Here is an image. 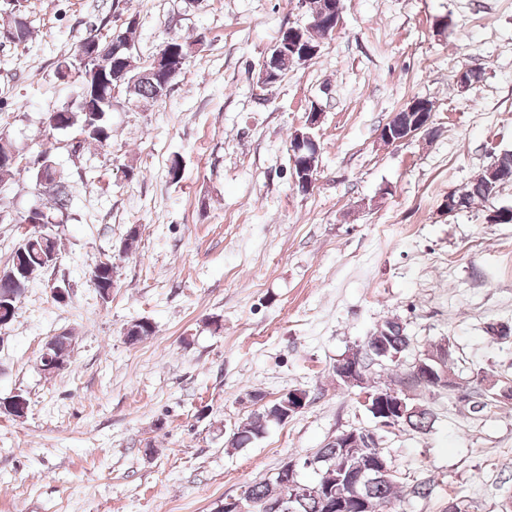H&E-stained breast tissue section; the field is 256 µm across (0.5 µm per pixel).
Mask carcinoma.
Listing matches in <instances>:
<instances>
[{"instance_id":"carcinoma-1","label":"carcinoma","mask_w":512,"mask_h":512,"mask_svg":"<svg viewBox=\"0 0 512 512\" xmlns=\"http://www.w3.org/2000/svg\"><path fill=\"white\" fill-rule=\"evenodd\" d=\"M310 4L311 17L306 25H296L280 31L276 46L286 47L291 43L298 47L293 56L283 52L281 55L271 53L268 59V69L263 81V86L272 85L280 81L297 64L307 62L315 58L320 46L318 38L327 31L326 21L328 16L341 9L340 0H308ZM30 34L29 22L25 17L18 14L8 22L0 25V39L10 43L21 44L27 41ZM123 45L118 53L112 54V75H122V86L130 90L131 99L135 102L153 101L157 102L167 94L161 82L156 78L141 80L138 75L141 68L130 66V62L137 61L132 52L125 49L130 44L127 37L117 39ZM55 74L60 80L75 79L78 84V93L92 94L90 82L82 76V60L77 55L62 57L57 60ZM112 111V97H104L98 110L94 112H82L78 109H71L67 106L54 111V118L57 122L56 129L64 130L73 126L81 128L85 140L90 143L104 144L112 137V129L108 124L107 114ZM19 156L12 142L0 137V183L7 181L18 164ZM31 177L35 186L42 194L53 201V209L63 214L69 206V193L67 191V174L64 169L57 165L47 168L39 165L32 169ZM458 196L463 200V207L488 201L489 192L485 186V172H480L466 189ZM28 222L33 225L30 236L24 242L18 243L13 253L11 269L17 276V291L14 297L9 300L0 301V326L8 324L14 318L16 306L24 295L29 284L36 278L42 276L49 268L51 260L59 255V244L57 234L47 231L50 224H61L63 219H58L44 210L40 209L33 214H28L18 220L23 224ZM379 343L387 344L391 350L408 351L411 338L407 335L406 327L396 319H388L380 329L376 330L367 341L361 345L363 350L362 369L367 376L375 379L372 390L391 391L393 387L398 390L418 389L419 382L415 380L410 368L403 364H396L395 372L389 374V380H380L381 373L386 366L374 362L372 347ZM282 404V399H277L262 406L258 412L248 417L247 422L239 426L233 433L234 440L231 448L241 450L249 448L262 439L268 432L270 426L283 423L281 416L273 410L276 405ZM418 409L408 417L407 427L417 433H428L435 421L436 415L429 402L417 401ZM337 449L327 443L318 449L313 458L318 460L317 467L320 477L313 482L321 488L329 487L338 493L346 492V487L337 483V472L332 469L336 465ZM252 505V512H273V506L281 503L286 507L284 512H325L321 498L317 494H308L296 499H291L292 493L286 484L282 472H277L269 480H263L250 485L247 489ZM364 495L367 502L366 512H383L386 506H396L400 501L397 481L393 475L374 476L370 478L364 487Z\"/></svg>"}]
</instances>
